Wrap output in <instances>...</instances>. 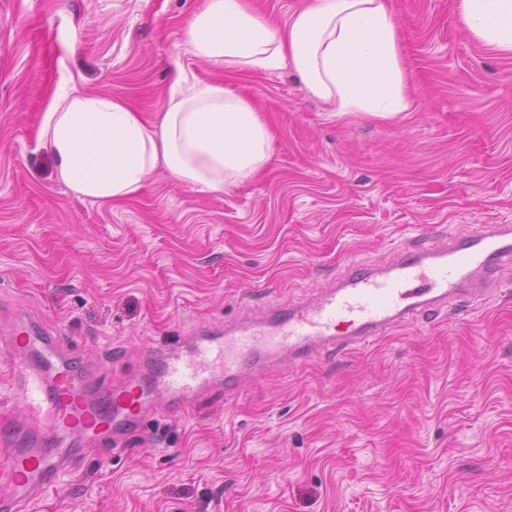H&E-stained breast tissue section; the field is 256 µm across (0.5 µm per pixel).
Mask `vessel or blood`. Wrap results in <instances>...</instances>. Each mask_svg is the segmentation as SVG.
Masks as SVG:
<instances>
[{
  "label": "vessel or blood",
  "instance_id": "vessel-or-blood-1",
  "mask_svg": "<svg viewBox=\"0 0 512 512\" xmlns=\"http://www.w3.org/2000/svg\"><path fill=\"white\" fill-rule=\"evenodd\" d=\"M512 263V224H480L441 245H406L384 267L353 261L336 285L314 298L273 307L257 319L185 338L180 349H156L146 364L153 387L130 378L107 387L80 371L59 337L18 319L7 329L11 356L29 360L37 425L0 416V512H25L34 495L54 491L89 437L104 445L141 426L146 410L181 413L213 386L235 396L243 381L285 362L300 365L327 352L356 349L410 324L420 312L446 311L457 300L482 302L497 272Z\"/></svg>",
  "mask_w": 512,
  "mask_h": 512
}]
</instances>
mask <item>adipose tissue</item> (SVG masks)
Here are the masks:
<instances>
[{
    "mask_svg": "<svg viewBox=\"0 0 512 512\" xmlns=\"http://www.w3.org/2000/svg\"><path fill=\"white\" fill-rule=\"evenodd\" d=\"M457 16L478 43L512 56V0H458ZM187 45L229 74L292 65L306 89L340 116L387 120L412 109L388 0H310L279 29L245 0H205ZM39 139L74 194L112 201L135 196L161 166L201 191L237 186L269 163L272 131L223 83L179 69L153 124L119 97L73 90L50 104Z\"/></svg>",
    "mask_w": 512,
    "mask_h": 512,
    "instance_id": "1",
    "label": "adipose tissue"
}]
</instances>
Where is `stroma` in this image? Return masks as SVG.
<instances>
[{
  "label": "stroma",
  "mask_w": 512,
  "mask_h": 512,
  "mask_svg": "<svg viewBox=\"0 0 512 512\" xmlns=\"http://www.w3.org/2000/svg\"><path fill=\"white\" fill-rule=\"evenodd\" d=\"M204 2L0 0V322L47 325L102 384L196 328L312 297L349 261L512 224V57L458 24L456 0H393L413 108L387 121L334 116L290 67L196 59ZM179 65L267 120L260 177L208 193L160 168L116 202L58 180L38 132L59 93L117 95L151 122ZM24 374L0 340V411L22 409ZM30 512H512V269L478 310L154 417Z\"/></svg>",
  "instance_id": "1"
}]
</instances>
